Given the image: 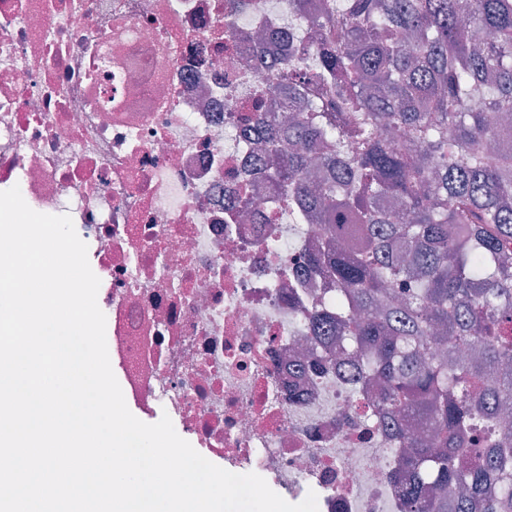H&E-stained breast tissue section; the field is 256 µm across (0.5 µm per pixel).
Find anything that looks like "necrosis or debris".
Masks as SVG:
<instances>
[{"label":"necrosis or debris","mask_w":512,"mask_h":512,"mask_svg":"<svg viewBox=\"0 0 512 512\" xmlns=\"http://www.w3.org/2000/svg\"><path fill=\"white\" fill-rule=\"evenodd\" d=\"M288 0H0V191L70 215L102 272L128 408L318 512H408L395 440L321 362L296 271L321 247L261 171L240 107L270 76L244 33ZM255 218L239 217L244 201Z\"/></svg>","instance_id":"obj_1"}]
</instances>
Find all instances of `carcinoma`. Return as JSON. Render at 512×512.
Returning a JSON list of instances; mask_svg holds the SVG:
<instances>
[{
	"instance_id": "obj_1",
	"label": "carcinoma",
	"mask_w": 512,
	"mask_h": 512,
	"mask_svg": "<svg viewBox=\"0 0 512 512\" xmlns=\"http://www.w3.org/2000/svg\"><path fill=\"white\" fill-rule=\"evenodd\" d=\"M313 39L244 105L337 364L371 354L408 512H512V0H288ZM498 422L475 447L474 420Z\"/></svg>"
}]
</instances>
